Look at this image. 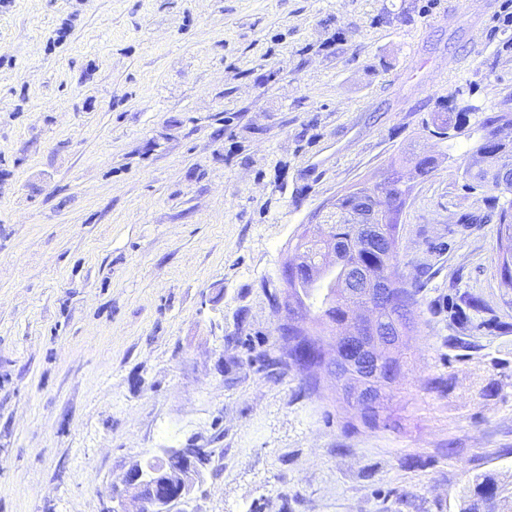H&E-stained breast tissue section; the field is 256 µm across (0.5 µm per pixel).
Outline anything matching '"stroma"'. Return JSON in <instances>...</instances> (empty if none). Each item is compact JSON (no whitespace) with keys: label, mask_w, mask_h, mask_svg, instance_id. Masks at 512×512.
<instances>
[{"label":"stroma","mask_w":512,"mask_h":512,"mask_svg":"<svg viewBox=\"0 0 512 512\" xmlns=\"http://www.w3.org/2000/svg\"><path fill=\"white\" fill-rule=\"evenodd\" d=\"M512 112V0H0V512H101L133 463L212 448L191 512L512 500L499 225L429 129ZM423 273L378 427L258 371L304 225L391 157ZM498 490L490 481L483 480L476 485L473 498L464 512H504Z\"/></svg>","instance_id":"obj_1"}]
</instances>
